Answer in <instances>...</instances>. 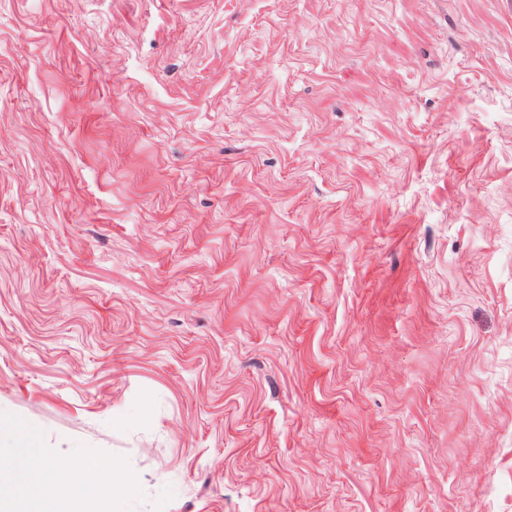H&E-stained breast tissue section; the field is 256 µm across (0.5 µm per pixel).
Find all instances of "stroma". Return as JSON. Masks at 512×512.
Segmentation results:
<instances>
[{
    "mask_svg": "<svg viewBox=\"0 0 512 512\" xmlns=\"http://www.w3.org/2000/svg\"><path fill=\"white\" fill-rule=\"evenodd\" d=\"M0 444L71 468L0 512H512V0H0ZM80 465L90 477L117 484L125 495H134L138 490L139 479L113 461L85 453L80 459Z\"/></svg>",
    "mask_w": 512,
    "mask_h": 512,
    "instance_id": "stroma-1",
    "label": "stroma"
}]
</instances>
